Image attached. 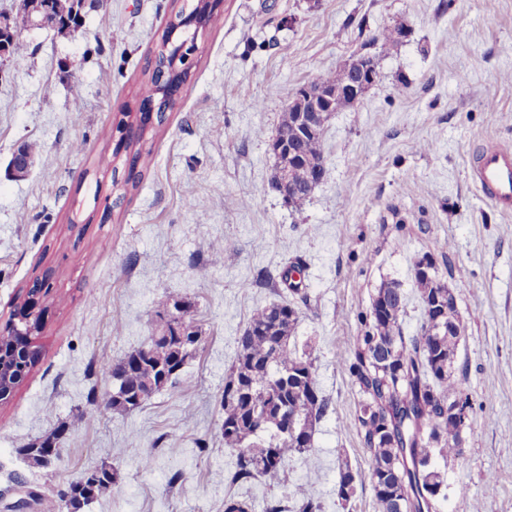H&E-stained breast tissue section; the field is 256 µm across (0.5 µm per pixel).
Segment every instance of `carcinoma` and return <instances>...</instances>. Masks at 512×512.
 Listing matches in <instances>:
<instances>
[{"label": "carcinoma", "mask_w": 512, "mask_h": 512, "mask_svg": "<svg viewBox=\"0 0 512 512\" xmlns=\"http://www.w3.org/2000/svg\"><path fill=\"white\" fill-rule=\"evenodd\" d=\"M38 27L59 36H69L71 0H39ZM193 17L197 24L190 46H195L199 31L220 21L218 0H196L181 7L160 41L161 49L143 92L164 97V110L175 108L174 81L186 75L161 80L172 73L173 65L185 66V41L175 44L171 35L185 29L184 20ZM17 40L9 44L13 59L28 55L22 33L32 27L31 14L19 10L10 18ZM325 130L298 140L300 153L310 162L324 160ZM420 304L421 324L410 334L405 329L409 296L401 284L387 281L380 285L372 302L382 303V315L371 311L359 315V335L338 365L349 372L358 386V429L369 453L367 473L349 468L340 471L336 497L348 503L357 487L370 482L380 512H437L439 500L448 498L445 473L438 467L455 456L462 430L448 405L462 403L473 410L470 394L462 388L467 374L466 361L459 360V346L466 338L467 323L458 310L436 306L448 301L447 280L434 270V277L414 275ZM175 318L159 315L151 319L158 338L131 351L120 363L99 364L105 373L120 378L121 393H106L100 406L131 411L147 404L162 389L160 366L181 354L168 339ZM300 322L298 309L288 303H271L256 309L238 338L237 353L224 379L221 406L224 447L236 457L230 485L263 480L279 484L285 477L288 461L308 452L316 424L327 415L329 399L317 383L316 358L310 350L296 347L295 333ZM295 415L294 425L306 435L296 438L285 431V421ZM115 473L107 472L97 485L84 494L89 501L112 493ZM295 512H322V504L306 491L295 490ZM224 512H253L250 500L236 495L224 499Z\"/></svg>", "instance_id": "obj_1"}]
</instances>
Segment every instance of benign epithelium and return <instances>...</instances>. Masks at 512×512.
Here are the masks:
<instances>
[{"mask_svg":"<svg viewBox=\"0 0 512 512\" xmlns=\"http://www.w3.org/2000/svg\"><path fill=\"white\" fill-rule=\"evenodd\" d=\"M340 69L350 73V79L340 85L323 83L319 80L301 88L288 104V110L300 113L298 135L310 133L318 126L330 121L346 103L360 101L374 85L378 76L377 63L369 53H360L345 61ZM270 149L275 155L288 156V169L282 172L277 182V191L286 199L293 195L296 184L293 178V164L298 163L310 171L308 190H314L323 180L325 163H308L298 155L291 142L273 138ZM44 291L36 289L24 304L22 314L14 318V330L17 340L11 345L0 343V403L8 402L20 380V373L28 370V365L37 361L39 354L31 345V336L35 334L33 322L43 314L40 295Z\"/></svg>","mask_w":512,"mask_h":512,"instance_id":"benign-epithelium-1","label":"benign epithelium"}]
</instances>
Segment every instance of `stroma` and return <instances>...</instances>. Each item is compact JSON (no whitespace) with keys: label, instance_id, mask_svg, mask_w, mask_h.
Returning a JSON list of instances; mask_svg holds the SVG:
<instances>
[{"label":"stroma","instance_id":"1","mask_svg":"<svg viewBox=\"0 0 512 512\" xmlns=\"http://www.w3.org/2000/svg\"><path fill=\"white\" fill-rule=\"evenodd\" d=\"M183 2L102 0L78 32L25 31V60H0V330L37 278L52 285L41 357L0 404V512H46L102 466L117 485L83 512H224L231 490L266 512L293 504L300 485L323 512H379L367 486L347 505L336 498L340 469L369 462L337 358L382 282L413 292L426 252L468 325L462 387L474 401L464 454L445 467L465 492L439 508L512 512V212L472 176L484 144L512 149V0H223L176 108L138 144L132 186L99 159L137 113ZM397 26L407 36L379 50L376 83L328 123L323 183L288 206L269 144L289 101ZM26 143L39 153L17 180L9 165ZM298 260L310 303L297 334L314 347L330 412L284 482L234 489L224 378L254 310L292 300L278 277ZM262 268L274 285H253ZM179 300L200 341L176 383L131 413L100 407L114 382L98 363L147 344L149 316ZM52 433V466L21 455Z\"/></svg>","mask_w":512,"mask_h":512}]
</instances>
